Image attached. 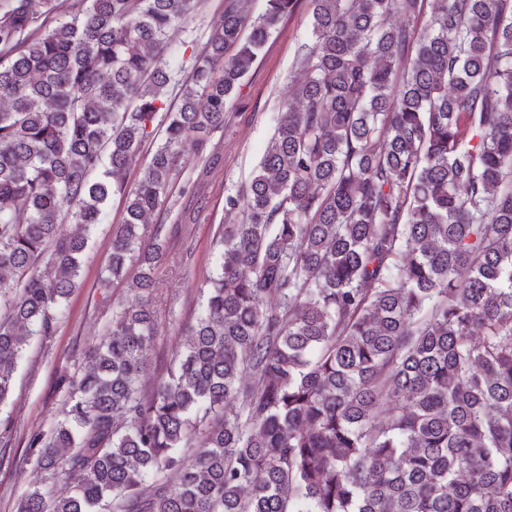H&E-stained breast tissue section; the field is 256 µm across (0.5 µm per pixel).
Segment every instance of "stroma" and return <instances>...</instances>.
Returning a JSON list of instances; mask_svg holds the SVG:
<instances>
[{
	"label": "stroma",
	"instance_id": "35a3bbf8",
	"mask_svg": "<svg viewBox=\"0 0 512 512\" xmlns=\"http://www.w3.org/2000/svg\"><path fill=\"white\" fill-rule=\"evenodd\" d=\"M223 17V0H200L196 11L182 24L179 41L191 48L202 47ZM311 31L310 15L302 11L273 33L237 99L231 101L230 119L223 132L214 135L210 142L216 165L207 171L196 160L181 173L182 178L196 180L200 211L187 233L171 238L157 269L158 288L153 305L159 326L142 373L145 384H152L169 362L180 341L179 320L198 310V287L215 270L213 235L224 221V196L249 179L262 157L279 105L297 75V49L310 38ZM106 212L105 223L98 225L90 237L80 288L63 305L54 335L46 339L37 336L30 341L13 374V392L0 405V424L12 427L16 437L47 428L58 417L64 401L63 392L57 388L59 377L74 372L81 362L83 348L105 336L112 323L115 302L131 304L137 300L126 286H115L106 294L96 286L107 263L112 229L123 217L119 197L110 199ZM39 479V473L31 467L1 464L0 512H15L16 499Z\"/></svg>",
	"mask_w": 512,
	"mask_h": 512
}]
</instances>
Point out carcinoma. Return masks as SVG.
Segmentation results:
<instances>
[{
    "mask_svg": "<svg viewBox=\"0 0 512 512\" xmlns=\"http://www.w3.org/2000/svg\"><path fill=\"white\" fill-rule=\"evenodd\" d=\"M196 2L0 0V403L116 195L97 287L146 295L26 435L43 481L15 512H512V0H224L184 79L164 47ZM303 7L304 79L147 388L155 270L195 212L146 245L149 220Z\"/></svg>",
    "mask_w": 512,
    "mask_h": 512,
    "instance_id": "carcinoma-1",
    "label": "carcinoma"
}]
</instances>
